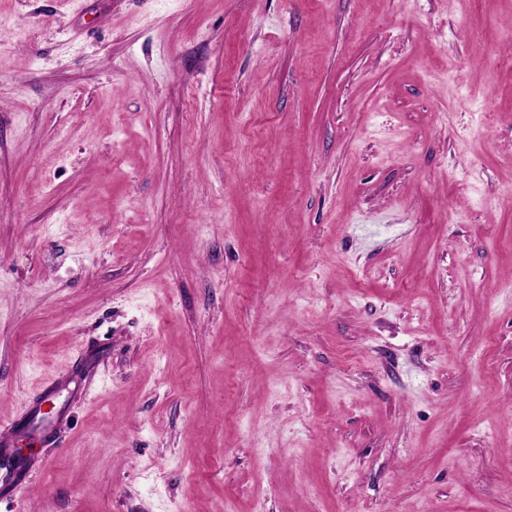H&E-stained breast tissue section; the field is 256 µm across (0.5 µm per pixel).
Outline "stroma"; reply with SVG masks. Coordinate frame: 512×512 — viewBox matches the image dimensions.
I'll list each match as a JSON object with an SVG mask.
<instances>
[{
	"instance_id": "35a3bbf8",
	"label": "stroma",
	"mask_w": 512,
	"mask_h": 512,
	"mask_svg": "<svg viewBox=\"0 0 512 512\" xmlns=\"http://www.w3.org/2000/svg\"><path fill=\"white\" fill-rule=\"evenodd\" d=\"M512 0H0V512H512ZM62 422L61 417L55 420H43L41 409L33 406L27 416L20 421L9 420L0 425V459L11 461L14 459L15 442L24 437H36L39 442L56 440V426Z\"/></svg>"
}]
</instances>
